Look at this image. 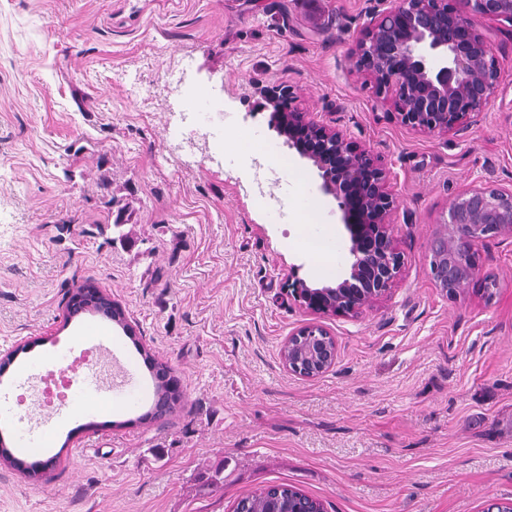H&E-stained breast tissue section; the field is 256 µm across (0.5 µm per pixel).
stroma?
<instances>
[{"label":"stroma","mask_w":512,"mask_h":512,"mask_svg":"<svg viewBox=\"0 0 512 512\" xmlns=\"http://www.w3.org/2000/svg\"><path fill=\"white\" fill-rule=\"evenodd\" d=\"M392 0H0V438L18 450L20 393L59 351L103 334L144 387L146 347L181 384L152 421V395L112 413L69 398L33 481L0 464V512H233L284 483L327 512H483L512 499V241L479 251L498 282L452 298L428 243L472 186L512 189V26L479 21L498 84L461 134L404 126L360 75L352 48ZM378 157L402 253L386 298L355 316L318 314L293 292L343 278L348 235L318 170L271 124L262 85ZM201 129L192 141L179 120ZM283 159L285 205L259 206L255 148ZM128 207L131 243L112 203ZM330 228L334 276L300 246ZM299 273H292V266ZM117 301L133 336L92 314L68 319L83 283ZM315 324L338 344L315 378L279 350Z\"/></svg>","instance_id":"35a3bbf8"}]
</instances>
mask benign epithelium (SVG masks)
I'll return each mask as SVG.
<instances>
[{"mask_svg":"<svg viewBox=\"0 0 512 512\" xmlns=\"http://www.w3.org/2000/svg\"><path fill=\"white\" fill-rule=\"evenodd\" d=\"M512 26V0H396L375 15L355 42L358 71L405 126L427 135L457 134L468 128L471 115L485 106L496 88L499 65L472 18ZM274 107L272 124L288 146L312 162L332 196L349 235V269L334 284L310 286L295 275V292L314 313L351 315L371 307L390 290L402 258L390 230L394 206L388 172L370 150L347 134L320 125L293 109L288 87L259 90ZM512 240V190L478 185L450 203L448 220L429 242L430 271L439 290L450 297L478 288L493 295L496 282L478 277V247L490 240ZM75 296L71 316L93 313L112 316V301L97 288ZM338 346L319 325H305L280 347L287 371L315 378L334 366ZM165 392L153 414L165 415L178 402L171 394L172 371L154 370ZM266 512H310L304 501L268 502Z\"/></svg>","mask_w":512,"mask_h":512,"instance_id":"benign-epithelium-1","label":"benign epithelium"}]
</instances>
